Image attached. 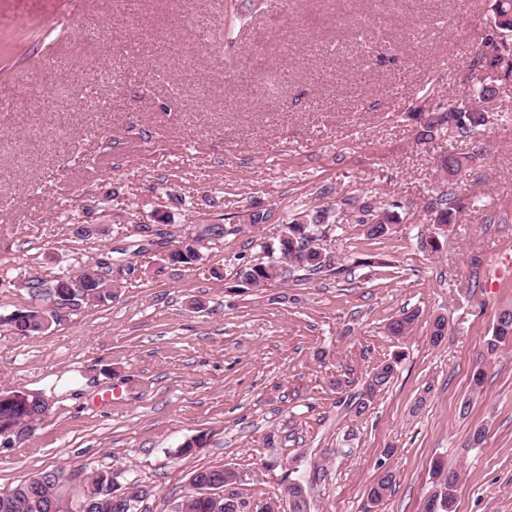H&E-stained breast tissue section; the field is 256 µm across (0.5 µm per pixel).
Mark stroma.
<instances>
[{"label": "stroma", "mask_w": 512, "mask_h": 512, "mask_svg": "<svg viewBox=\"0 0 512 512\" xmlns=\"http://www.w3.org/2000/svg\"><path fill=\"white\" fill-rule=\"evenodd\" d=\"M224 4L0 0V315L30 302L23 279L125 243L132 217L175 236L206 219L230 228L190 268L158 270L146 253L111 301L45 333L0 329V391L49 403L30 437L0 446V491L45 470L111 469L152 488L141 512H170L194 470L226 468L254 505L287 504L300 480L308 512H367L388 470L396 484L376 512H422L441 459L461 471L456 512H512V339L484 350L512 309V276L494 275L512 255V92L476 143L416 138L418 113L464 99L492 0L463 12L457 0H277L229 36ZM457 22L467 34L453 40ZM474 145L459 218L424 252L434 159ZM70 201L107 241L74 237ZM361 202L397 204L401 219L368 238ZM316 206L340 215L323 243L331 271L261 292L237 281ZM257 209L267 222L247 223ZM406 310L413 331L389 338ZM395 354L387 387L350 413ZM418 317V312L412 310L403 312L400 316L390 319L386 324V335L397 340L407 336L412 332ZM398 363L399 358L398 356H395L392 360L383 362L373 369L368 377L365 387L350 404V408L354 410L356 416H361L368 411L377 395L391 380L395 366H397Z\"/></svg>", "instance_id": "obj_1"}]
</instances>
